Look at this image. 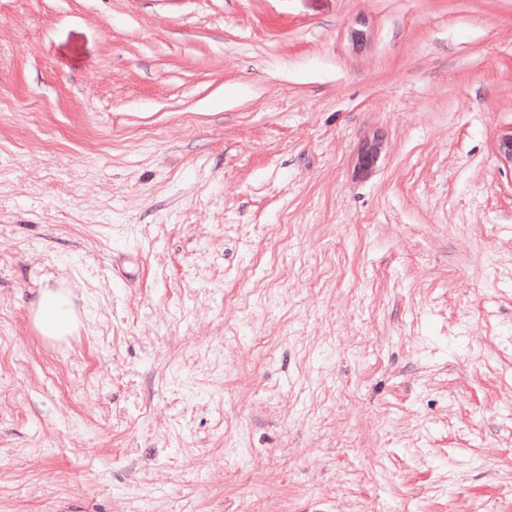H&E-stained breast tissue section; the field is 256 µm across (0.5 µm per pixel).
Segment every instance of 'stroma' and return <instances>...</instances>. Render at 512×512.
Masks as SVG:
<instances>
[{
    "mask_svg": "<svg viewBox=\"0 0 512 512\" xmlns=\"http://www.w3.org/2000/svg\"><path fill=\"white\" fill-rule=\"evenodd\" d=\"M510 132L512 0H0V512H512ZM33 329L42 337L57 340L70 334L75 326L72 302L63 288H45L31 304Z\"/></svg>",
    "mask_w": 512,
    "mask_h": 512,
    "instance_id": "stroma-1",
    "label": "stroma"
}]
</instances>
